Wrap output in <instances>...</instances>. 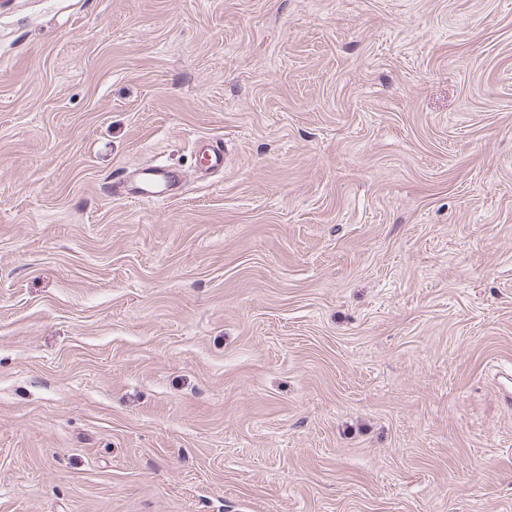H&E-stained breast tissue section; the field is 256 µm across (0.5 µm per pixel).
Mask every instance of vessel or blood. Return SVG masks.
<instances>
[{"label": "vessel or blood", "instance_id": "vessel-or-blood-1", "mask_svg": "<svg viewBox=\"0 0 512 512\" xmlns=\"http://www.w3.org/2000/svg\"><path fill=\"white\" fill-rule=\"evenodd\" d=\"M195 148L205 157L209 169L223 170V142L200 138L196 140ZM183 184L184 174L181 170L167 165H149L115 177L112 181V193L132 202L164 203Z\"/></svg>", "mask_w": 512, "mask_h": 512}]
</instances>
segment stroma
I'll use <instances>...</instances> for the list:
<instances>
[{
	"label": "stroma",
	"instance_id": "1",
	"mask_svg": "<svg viewBox=\"0 0 512 512\" xmlns=\"http://www.w3.org/2000/svg\"><path fill=\"white\" fill-rule=\"evenodd\" d=\"M498 366L512 0H0V512H512ZM207 161L208 169L223 171L224 169V143L198 138L194 147ZM183 184L181 170L167 165H149L115 177L112 194L132 202L166 203Z\"/></svg>",
	"mask_w": 512,
	"mask_h": 512
}]
</instances>
